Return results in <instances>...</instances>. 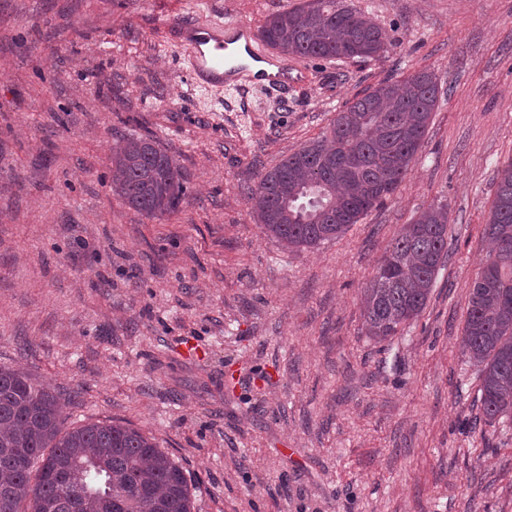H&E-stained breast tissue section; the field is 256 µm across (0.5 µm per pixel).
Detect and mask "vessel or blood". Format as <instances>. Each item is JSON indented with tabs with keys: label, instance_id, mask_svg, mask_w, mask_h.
I'll list each match as a JSON object with an SVG mask.
<instances>
[{
	"label": "vessel or blood",
	"instance_id": "obj_1",
	"mask_svg": "<svg viewBox=\"0 0 512 512\" xmlns=\"http://www.w3.org/2000/svg\"><path fill=\"white\" fill-rule=\"evenodd\" d=\"M179 43L188 53V73L201 88H221L236 84L241 75H250L257 86L287 95L297 78L285 63H273L269 53L258 46L251 24L244 21H182L178 24Z\"/></svg>",
	"mask_w": 512,
	"mask_h": 512
}]
</instances>
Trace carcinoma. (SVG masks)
Returning <instances> with one entry per match:
<instances>
[{
    "instance_id": "carcinoma-1",
    "label": "carcinoma",
    "mask_w": 512,
    "mask_h": 512,
    "mask_svg": "<svg viewBox=\"0 0 512 512\" xmlns=\"http://www.w3.org/2000/svg\"><path fill=\"white\" fill-rule=\"evenodd\" d=\"M267 46L310 59H373L385 31L345 0H307L269 16ZM441 88L418 71L386 80L336 113L323 137L248 187L259 223L292 250L341 236L405 180ZM184 175L156 141L132 137L112 154V187L148 218L178 211ZM491 248L469 292L462 353L479 367L488 423L512 421V159L497 172L487 221ZM448 258V207L405 225L363 291L366 335L381 342L417 319ZM58 397L21 368L0 364V512H191L181 467L154 439L121 424L63 430Z\"/></svg>"
}]
</instances>
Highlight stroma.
<instances>
[{
    "label": "stroma",
    "instance_id": "stroma-1",
    "mask_svg": "<svg viewBox=\"0 0 512 512\" xmlns=\"http://www.w3.org/2000/svg\"><path fill=\"white\" fill-rule=\"evenodd\" d=\"M303 0H0V363L182 467L193 512H512V428L461 352L499 166L512 159V0H349L393 45L288 57L287 96L192 84L168 27L261 26ZM443 95L406 179L318 248L267 236L246 192L385 79ZM184 172L149 219L111 188L124 138ZM448 207L449 260L401 335L362 293L403 225Z\"/></svg>",
    "mask_w": 512,
    "mask_h": 512
}]
</instances>
